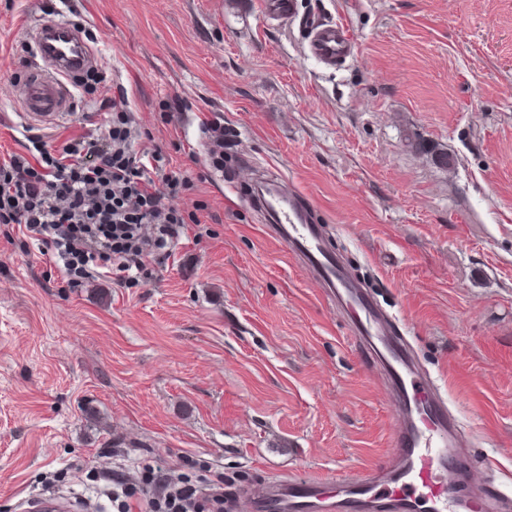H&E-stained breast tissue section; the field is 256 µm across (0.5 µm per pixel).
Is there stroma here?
I'll list each match as a JSON object with an SVG mask.
<instances>
[{"label": "stroma", "instance_id": "obj_1", "mask_svg": "<svg viewBox=\"0 0 512 512\" xmlns=\"http://www.w3.org/2000/svg\"><path fill=\"white\" fill-rule=\"evenodd\" d=\"M55 3L98 82L29 125L15 78L41 4L0 0V157L34 135L98 134L121 85L138 147L189 178L172 204L200 221L145 279L78 288L0 224V512H86L80 494L158 457L198 481L223 473L228 494L385 466L394 419L373 362L258 205L232 198L263 178L306 196L410 337L461 417L469 481L512 496V0H296L291 20L266 0ZM302 17L344 25L355 57L320 63Z\"/></svg>", "mask_w": 512, "mask_h": 512}]
</instances>
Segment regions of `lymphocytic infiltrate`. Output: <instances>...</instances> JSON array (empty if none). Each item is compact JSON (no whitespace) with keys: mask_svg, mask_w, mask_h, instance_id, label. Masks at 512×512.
<instances>
[{"mask_svg":"<svg viewBox=\"0 0 512 512\" xmlns=\"http://www.w3.org/2000/svg\"><path fill=\"white\" fill-rule=\"evenodd\" d=\"M137 136L133 113L116 99L99 136L54 146L36 138L28 152L0 160V224L19 225L36 241L66 287L97 272L139 281L199 221L196 211L168 204L188 179L168 170L161 152L136 150ZM144 483L140 493L118 478L104 495L115 512H205L209 499L221 498L224 476L201 489L158 463Z\"/></svg>","mask_w":512,"mask_h":512,"instance_id":"lymphocytic-infiltrate-1","label":"lymphocytic infiltrate"}]
</instances>
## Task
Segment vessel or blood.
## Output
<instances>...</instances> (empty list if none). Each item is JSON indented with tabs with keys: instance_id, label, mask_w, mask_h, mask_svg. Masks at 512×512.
Wrapping results in <instances>:
<instances>
[{
	"instance_id": "obj_1",
	"label": "vessel or blood",
	"mask_w": 512,
	"mask_h": 512,
	"mask_svg": "<svg viewBox=\"0 0 512 512\" xmlns=\"http://www.w3.org/2000/svg\"><path fill=\"white\" fill-rule=\"evenodd\" d=\"M307 50L332 66L352 58L357 47L342 25L314 23ZM98 65L76 23L64 18L41 22L22 64L20 107L25 116L34 125L46 126L74 111L78 81ZM264 210L271 236L313 271L328 299L341 309L352 336L381 365L397 422L394 461L384 471L336 481L276 478L262 494L240 496L232 505L234 512H512V505L481 491L452 494L454 461L465 446L458 418L432 377L415 365L406 337L328 247L302 194L270 187Z\"/></svg>"
}]
</instances>
